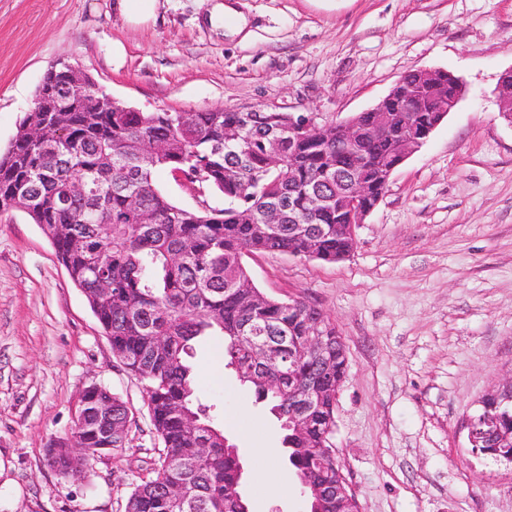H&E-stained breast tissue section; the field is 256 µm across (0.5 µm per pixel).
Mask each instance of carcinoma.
<instances>
[{"label":"carcinoma","instance_id":"1","mask_svg":"<svg viewBox=\"0 0 512 512\" xmlns=\"http://www.w3.org/2000/svg\"><path fill=\"white\" fill-rule=\"evenodd\" d=\"M415 123L402 129L416 136L437 115L418 76L407 78ZM43 112L25 114L7 152L0 156V211L26 200L33 222L51 239L71 282L80 288L112 347L113 357L144 382L146 403L162 453L139 478L125 512H244L238 497L239 459L224 429L196 396L193 344L204 336L224 341L225 367L280 422L282 444L295 477H308L325 496L308 497L309 512H341L336 503V390L323 389L316 415L297 433L288 424V407L317 368L296 347L304 320L316 308L288 307L256 287L243 262L251 253L303 256V243L288 236V224H267L264 210L290 198L294 223L307 224L306 198L315 190L336 194V175L351 169L353 152L336 150V138L295 142L291 153L269 157L256 138L224 143V126L240 122L232 109L207 112H60L59 126L40 142L26 127L44 124ZM401 142L364 149L360 174L371 183L368 202L385 193L380 173L393 163ZM262 170V189L224 182V167L240 151ZM165 168L201 173L197 186L224 197V207L184 208L156 186L153 172ZM83 184V192L72 187ZM319 224L333 232L316 238L312 259L336 262L354 246L353 238L334 232L348 223L335 209ZM112 282V299H95L101 264ZM330 336L327 374L331 384L344 380L343 344L335 325L322 316ZM481 410L493 421L479 448L512 449V404L482 396ZM194 428L184 427L186 417ZM131 411L112 395V433L94 413L71 434L83 448L123 453ZM208 449L200 455L199 449ZM180 483L185 494L171 497Z\"/></svg>","mask_w":512,"mask_h":512}]
</instances>
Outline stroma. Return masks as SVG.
<instances>
[{
  "mask_svg": "<svg viewBox=\"0 0 512 512\" xmlns=\"http://www.w3.org/2000/svg\"><path fill=\"white\" fill-rule=\"evenodd\" d=\"M218 0H160L134 22L116 0H0V155L59 61L143 112L262 108L340 123L404 73L442 69L464 97L392 173L337 263L255 253L265 295L322 310L343 337L337 448L361 512H512V467L472 454L461 424L512 376V125L497 86L512 68V0H231L242 32L213 26ZM197 395L246 472L251 512H307L278 421L196 344ZM133 413L129 447L87 478L44 463L83 390ZM144 384L112 355L40 227L0 212V512H125L158 456Z\"/></svg>",
  "mask_w": 512,
  "mask_h": 512,
  "instance_id": "35a3bbf8",
  "label": "stroma"
}]
</instances>
